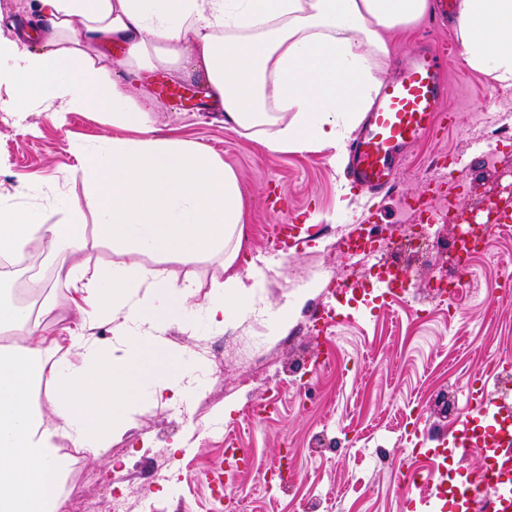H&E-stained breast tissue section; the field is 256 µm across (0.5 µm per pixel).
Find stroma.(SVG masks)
<instances>
[{
    "mask_svg": "<svg viewBox=\"0 0 512 512\" xmlns=\"http://www.w3.org/2000/svg\"><path fill=\"white\" fill-rule=\"evenodd\" d=\"M428 37L448 48L447 120L409 148L398 192L387 198L353 188L331 150L273 153L226 126L209 103L192 110L169 98L174 79L167 72L131 79L132 96L156 104L165 136L208 147L237 171L247 211L239 271L262 279L263 288L251 312L214 329L199 306L220 271L217 261L177 265L188 293L187 324L169 328L164 338L194 361L183 378L191 395L176 412L142 387L126 412L127 430L113 435L106 457L71 451L62 502L77 505L122 489L123 478L151 470L161 448L168 476L144 489L133 512H212L217 493L208 476L231 440L252 457L234 477L233 512H428L398 492L402 462L425 478L422 498L442 488V512H452L449 495L462 485L471 490L473 508L482 507L484 462L452 451L451 433L466 411L468 386L496 374L488 356H512V230L490 236L473 260L469 287L442 301L432 287L453 278V263L440 253L420 262L407 241L427 234L446 243L458 226L443 220L427 227L400 200L443 174L455 208L475 211L512 176V135L479 138L499 114H512V86L468 67L451 27L435 31L422 21L394 34L392 52L413 51ZM136 136L102 112L54 106L23 116L0 108V204L39 210L47 224L81 225L84 258L111 267L120 257L98 238L97 216L73 211L87 191L80 149ZM490 149L497 165L485 161ZM367 208L379 211L382 234L377 259L358 262L342 254L338 241L346 219ZM292 217L309 230L283 258L268 239L277 220ZM22 257L37 258V274L54 288L56 306L41 327L77 326L67 286L52 277L60 255L36 233ZM343 281L356 288L335 297ZM331 303L337 320L313 329L312 311ZM282 309L289 318L279 327L274 316ZM319 350L330 358L318 365ZM144 437L150 447L141 446ZM86 473L94 482H83Z\"/></svg>",
    "mask_w": 512,
    "mask_h": 512,
    "instance_id": "obj_1",
    "label": "stroma"
}]
</instances>
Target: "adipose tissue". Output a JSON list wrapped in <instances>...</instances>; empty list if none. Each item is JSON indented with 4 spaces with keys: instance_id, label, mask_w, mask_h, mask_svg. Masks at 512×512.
Listing matches in <instances>:
<instances>
[{
    "instance_id": "obj_1",
    "label": "adipose tissue",
    "mask_w": 512,
    "mask_h": 512,
    "mask_svg": "<svg viewBox=\"0 0 512 512\" xmlns=\"http://www.w3.org/2000/svg\"><path fill=\"white\" fill-rule=\"evenodd\" d=\"M41 46L0 27V87L8 106L40 99L65 112L97 110L113 125L140 128L82 153V207L99 217L98 233L127 263L90 271L79 259L75 224H45L39 212L0 205V257L21 254L33 233L64 255L56 281L70 288L79 330L46 334L30 313L0 303V331L23 330L0 345V512H58L69 440L104 456L125 410L150 372L154 394L173 402L185 390L167 374L165 331L181 323L184 291L169 269L134 262L137 253L190 264L221 257L202 306L223 328L246 311L260 279L237 272L245 212L240 178L202 147L162 136L151 102L128 91L127 77L167 71L198 80L233 130L261 138L269 151L341 149L369 112L380 85L388 40L416 27L430 0H24ZM456 34L463 60L512 85V0H458ZM122 52V72L111 68ZM113 327L103 343L93 331ZM50 376L41 409L31 387Z\"/></svg>"
}]
</instances>
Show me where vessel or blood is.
I'll return each mask as SVG.
<instances>
[{"label":"vessel or blood","mask_w":512,"mask_h":512,"mask_svg":"<svg viewBox=\"0 0 512 512\" xmlns=\"http://www.w3.org/2000/svg\"><path fill=\"white\" fill-rule=\"evenodd\" d=\"M445 58L444 49L428 44L403 60L393 76L382 78L374 109L346 146L352 159L348 180L376 194L394 190L396 165L405 150L434 130L440 120ZM376 226L374 212L352 217L351 228L341 239L343 245L351 247L352 257L376 258L377 249L367 238L368 231ZM503 409L502 403L489 397L487 388H479L469 419L452 434L455 451L489 460L482 481L492 495L483 512H512V421L504 416ZM250 462L245 449H234L225 459V468L216 471L213 478L224 481Z\"/></svg>","instance_id":"1"}]
</instances>
